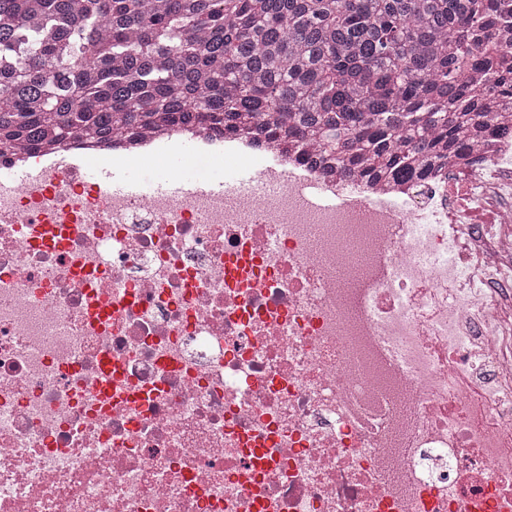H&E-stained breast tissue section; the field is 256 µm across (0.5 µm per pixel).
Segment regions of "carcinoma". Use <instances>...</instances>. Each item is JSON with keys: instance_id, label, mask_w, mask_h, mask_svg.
Segmentation results:
<instances>
[{"instance_id": "1", "label": "carcinoma", "mask_w": 512, "mask_h": 512, "mask_svg": "<svg viewBox=\"0 0 512 512\" xmlns=\"http://www.w3.org/2000/svg\"><path fill=\"white\" fill-rule=\"evenodd\" d=\"M512 0H0V156L204 124L422 178L512 96Z\"/></svg>"}]
</instances>
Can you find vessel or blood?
<instances>
[{
    "instance_id": "obj_1",
    "label": "vessel or blood",
    "mask_w": 512,
    "mask_h": 512,
    "mask_svg": "<svg viewBox=\"0 0 512 512\" xmlns=\"http://www.w3.org/2000/svg\"><path fill=\"white\" fill-rule=\"evenodd\" d=\"M85 174L108 193L130 198L147 193L164 195L245 194L271 193L275 190L274 184L259 182L257 177L250 172L238 174L233 179L201 174L198 168L183 155L172 157L163 171L150 176L129 168H113L95 161L86 163Z\"/></svg>"
}]
</instances>
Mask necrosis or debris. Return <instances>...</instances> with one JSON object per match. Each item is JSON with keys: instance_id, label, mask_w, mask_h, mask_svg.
Wrapping results in <instances>:
<instances>
[{"instance_id": "1", "label": "necrosis or debris", "mask_w": 512, "mask_h": 512, "mask_svg": "<svg viewBox=\"0 0 512 512\" xmlns=\"http://www.w3.org/2000/svg\"><path fill=\"white\" fill-rule=\"evenodd\" d=\"M184 144L281 189L130 200L55 167ZM18 166L0 512H512V139L374 185L202 127Z\"/></svg>"}]
</instances>
